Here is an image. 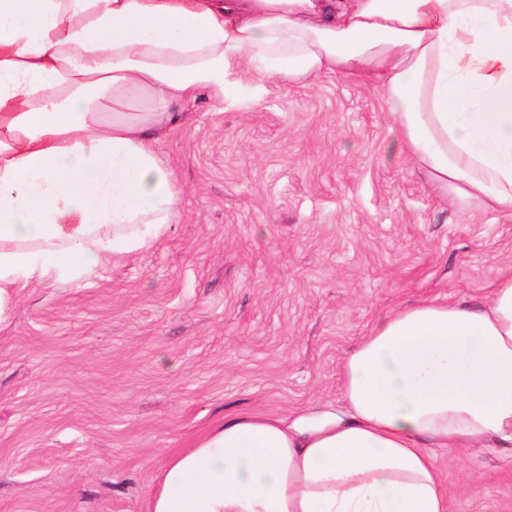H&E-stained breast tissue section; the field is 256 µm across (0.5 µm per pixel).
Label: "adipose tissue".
Returning a JSON list of instances; mask_svg holds the SVG:
<instances>
[{
  "mask_svg": "<svg viewBox=\"0 0 512 512\" xmlns=\"http://www.w3.org/2000/svg\"><path fill=\"white\" fill-rule=\"evenodd\" d=\"M382 90L440 193L512 212V0H0V318L15 289L141 252L180 190L156 145L233 69ZM345 414H237L167 458L147 512H448L435 448L512 444V271L486 303L386 311Z\"/></svg>",
  "mask_w": 512,
  "mask_h": 512,
  "instance_id": "obj_1",
  "label": "adipose tissue"
}]
</instances>
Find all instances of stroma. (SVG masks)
<instances>
[{"instance_id": "obj_1", "label": "stroma", "mask_w": 512, "mask_h": 512, "mask_svg": "<svg viewBox=\"0 0 512 512\" xmlns=\"http://www.w3.org/2000/svg\"><path fill=\"white\" fill-rule=\"evenodd\" d=\"M200 97L157 152L166 234L0 321V512H146L169 454L229 412L344 409L341 364L383 311L479 305L512 214L440 195L374 84L271 77L260 106ZM448 512H512V447L434 451Z\"/></svg>"}]
</instances>
